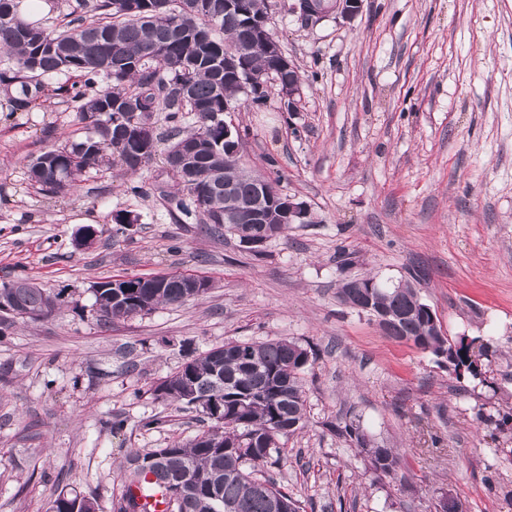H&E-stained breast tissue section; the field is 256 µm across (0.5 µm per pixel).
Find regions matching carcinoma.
<instances>
[{
  "instance_id": "obj_1",
  "label": "carcinoma",
  "mask_w": 512,
  "mask_h": 512,
  "mask_svg": "<svg viewBox=\"0 0 512 512\" xmlns=\"http://www.w3.org/2000/svg\"><path fill=\"white\" fill-rule=\"evenodd\" d=\"M125 0H77L80 16L58 28L47 30L22 20L14 0H0V51L12 63V80L19 84L15 109L27 108L33 91L48 76H63L56 91L66 95L72 111L85 124V137L61 144L36 156L29 165L34 171L46 157L50 164L36 180L43 194L58 195L70 190L89 168L105 161L119 163L125 173L135 174L151 159L157 134L142 145L121 142L119 130L132 120L152 122L155 112L166 113L174 123L170 139L197 148L195 159L204 172L224 177V168L241 166L238 155L224 150V102L254 103L269 96L279 78L301 82L298 67L281 72L279 58L255 53L245 61V69L269 77V88L251 95L246 85L224 73V53L233 51L253 37L249 17L224 11V0H212L211 11L200 9L196 0H168L161 12L154 0H143V10L130 13ZM119 59L116 68L102 67V61ZM84 79L78 86L76 79ZM111 85L95 94L86 91L95 79ZM108 114L110 126L92 130L95 113ZM194 117L183 130L178 123ZM178 190L189 199L201 197V184L170 169ZM265 181L277 189V181L262 175H249L236 185L239 198L251 197L257 183ZM203 198V197H201ZM185 217L208 225L217 236L231 233L244 239L259 230L255 224H235L224 228L209 224V214L224 210V192L203 198L193 207L177 195L170 196ZM14 302L0 316V331L14 319L29 312V321L48 316L62 308V294L18 279ZM187 292L184 276L170 275L163 287L154 288L145 298L130 294L126 309L111 288L94 295V306L111 312L114 319L147 314L160 306L184 303ZM372 305L396 315L387 335L427 350L445 336H436L421 314L423 303L407 282L392 287L378 286ZM456 367L474 379L482 376L483 366L468 356V346L460 343ZM309 351L290 339L266 341L230 340L183 363L165 376L150 394L156 400L182 403L200 413L213 400L224 405V438L214 442L212 428L192 440H174L164 448L134 450L125 457L120 492L112 497V512H138L127 485L152 473L166 483L169 512H212L206 493L212 492L224 504L223 512H301V503L285 492L272 478L258 476L267 464L281 457L280 439L304 428L306 399L303 374ZM339 437L354 444L367 458L370 469L379 476H392L400 468V457L368 438L360 422L351 420L332 426ZM190 483L194 493L179 500L172 487ZM48 512H98L93 496L60 494L50 502Z\"/></svg>"
}]
</instances>
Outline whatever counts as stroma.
<instances>
[{
  "label": "stroma",
  "mask_w": 512,
  "mask_h": 512,
  "mask_svg": "<svg viewBox=\"0 0 512 512\" xmlns=\"http://www.w3.org/2000/svg\"><path fill=\"white\" fill-rule=\"evenodd\" d=\"M292 2L269 0V27L302 75L296 110L273 93L227 116L243 167L310 212L258 256L179 220L159 156L134 176L94 168L66 194H41L29 161L84 126L58 79L18 112L0 85V280L71 300L0 336V512H46L72 490L112 512L129 451L208 425L150 388L224 341L281 338L312 354L306 425L270 473L305 512H435L445 491L465 512H512V422L479 419L512 409V0H363L354 19L315 26ZM87 226L95 241L77 247ZM170 273L211 288L97 321L94 283ZM366 276L410 282L450 341L489 346L485 381L345 307L341 281ZM349 417L396 449L395 476L336 436Z\"/></svg>",
  "instance_id": "stroma-1"
}]
</instances>
